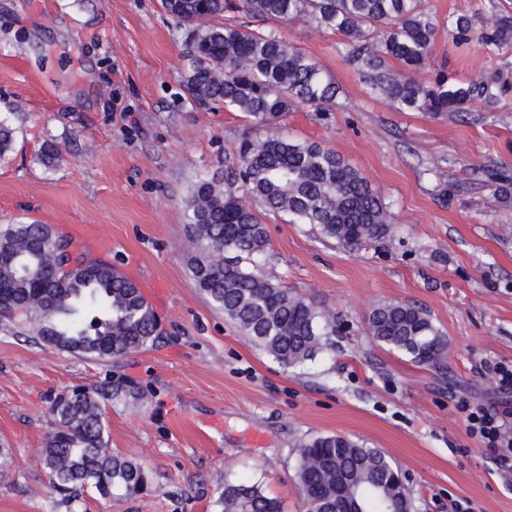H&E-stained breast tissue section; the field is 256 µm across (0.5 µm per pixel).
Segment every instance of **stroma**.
<instances>
[{
  "label": "stroma",
  "instance_id": "stroma-1",
  "mask_svg": "<svg viewBox=\"0 0 512 512\" xmlns=\"http://www.w3.org/2000/svg\"><path fill=\"white\" fill-rule=\"evenodd\" d=\"M437 24L431 63L456 82L488 85L463 112L393 110L347 57L336 32L270 20L339 88L319 112L298 105L281 134L329 148L360 170L395 216L393 232L347 248L310 224L265 213L264 273L332 307V348L286 368L225 320L195 287L185 199L201 177L263 129L239 112L188 96L185 29L160 0H0V118L16 129L0 157V222L68 230L100 226L95 257L138 283L161 320L159 347L89 361L0 331V512H219L226 473L260 483L283 512H307L297 449L318 434L362 441L409 478L413 512H512V475L471 438L456 412L467 399L512 410L485 365L512 362V44H455L452 24L481 30L512 0H423ZM59 161L44 165L45 143ZM426 308L448 339L443 369L389 350L366 333L377 305ZM134 381L144 397L109 406L113 453L151 474L142 493L89 494L75 510L50 492L44 448L49 398L76 385Z\"/></svg>",
  "mask_w": 512,
  "mask_h": 512
}]
</instances>
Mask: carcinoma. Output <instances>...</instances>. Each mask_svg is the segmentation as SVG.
I'll list each match as a JSON object with an SVG mask.
<instances>
[{
  "label": "carcinoma",
  "instance_id": "1",
  "mask_svg": "<svg viewBox=\"0 0 512 512\" xmlns=\"http://www.w3.org/2000/svg\"><path fill=\"white\" fill-rule=\"evenodd\" d=\"M186 30L189 68L184 86L200 107L222 105L268 129L243 139L225 159L224 182L201 177L186 201L190 237L200 250L191 267L198 288L224 317L277 362L295 367L332 346L336 313L290 292L277 279L243 265L268 258L260 214L283 213L313 224L323 238L346 247L383 237L395 217L367 177L316 142L274 132L296 104L321 110L336 86L300 49L251 24L221 23L226 12L255 22L306 21L346 38L351 63L397 110L437 116L483 97L482 84H456L439 73L428 84L411 73L430 57L436 25L422 0H161ZM484 48L512 42V16L497 15L476 36ZM398 63L402 72L391 68ZM14 129L0 119V156L12 149ZM72 236L46 224H0V316L5 331L72 355L109 361L153 348L162 338L146 298L112 263L75 253ZM376 342L433 369L445 365L448 341L429 312L409 302L381 304L367 317ZM139 397L117 383L77 386L50 402L53 429L45 448L52 491L74 504L84 494L112 498L150 485L140 462L112 454L104 423L108 406ZM297 478L309 512H409V494L382 451L339 435H315L297 450ZM354 487L351 505L341 489ZM222 512H282L259 484L231 475L215 488Z\"/></svg>",
  "mask_w": 512,
  "mask_h": 512
}]
</instances>
